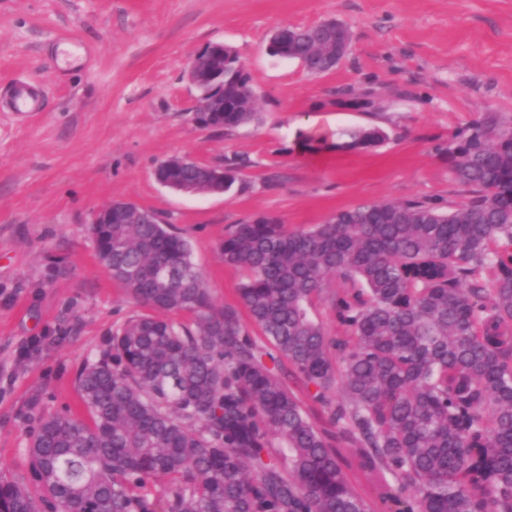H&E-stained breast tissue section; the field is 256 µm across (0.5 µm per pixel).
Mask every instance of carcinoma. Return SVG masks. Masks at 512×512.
Listing matches in <instances>:
<instances>
[{
  "instance_id": "obj_1",
  "label": "carcinoma",
  "mask_w": 512,
  "mask_h": 512,
  "mask_svg": "<svg viewBox=\"0 0 512 512\" xmlns=\"http://www.w3.org/2000/svg\"><path fill=\"white\" fill-rule=\"evenodd\" d=\"M291 33L308 73L336 67L331 24ZM238 60L226 48L224 85L199 92L224 97L214 129L257 116ZM341 137L349 150L388 139L375 127ZM447 156L474 194L447 213L408 200L306 230L266 218L229 228L219 254L243 272L237 294L262 344L214 301L169 225H90L112 279L151 313L117 325L112 348L82 366L89 420L42 419L31 483L0 480V512H371L354 470L396 512H512V122L470 123ZM238 170L224 163V192ZM320 298L333 337L310 315ZM175 311L191 323L165 318ZM160 476L169 486L153 496Z\"/></svg>"
}]
</instances>
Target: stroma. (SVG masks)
Listing matches in <instances>:
<instances>
[{
    "label": "stroma",
    "instance_id": "obj_1",
    "mask_svg": "<svg viewBox=\"0 0 512 512\" xmlns=\"http://www.w3.org/2000/svg\"><path fill=\"white\" fill-rule=\"evenodd\" d=\"M336 19L348 53L313 76L268 55L280 26ZM239 55L257 117L220 131L190 118L191 57ZM38 83L33 117L0 110V478L28 479L40 421L85 416L83 364L142 306L100 263L91 211L129 199L184 236L215 301L238 306L243 274L218 246L227 228L273 214L308 229L365 203L472 195L448 172L455 135L485 113L512 119V0H0V97ZM387 141L343 150L340 130ZM186 156L241 160L245 188L191 196L153 177Z\"/></svg>",
    "mask_w": 512,
    "mask_h": 512
}]
</instances>
